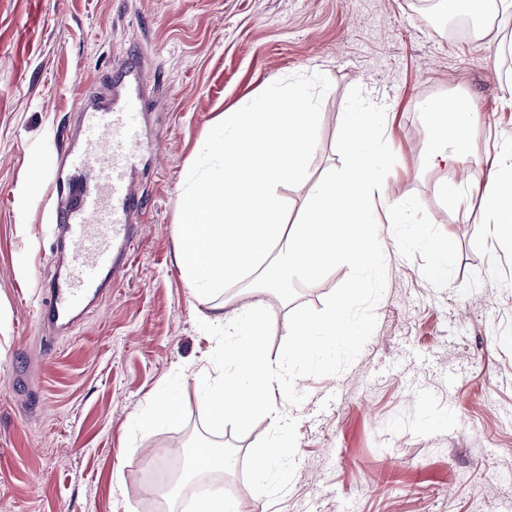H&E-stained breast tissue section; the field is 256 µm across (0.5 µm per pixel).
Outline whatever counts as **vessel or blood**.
Here are the masks:
<instances>
[{
    "mask_svg": "<svg viewBox=\"0 0 512 512\" xmlns=\"http://www.w3.org/2000/svg\"><path fill=\"white\" fill-rule=\"evenodd\" d=\"M146 84L140 62H129L107 100L87 96L67 137L50 211L53 270L35 310L55 335L71 334L128 269L141 213L138 175L153 150L141 128Z\"/></svg>",
    "mask_w": 512,
    "mask_h": 512,
    "instance_id": "b4317fda",
    "label": "vessel or blood"
}]
</instances>
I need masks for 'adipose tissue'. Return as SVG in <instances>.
Returning <instances> with one entry per match:
<instances>
[{"label":"adipose tissue","mask_w":512,"mask_h":512,"mask_svg":"<svg viewBox=\"0 0 512 512\" xmlns=\"http://www.w3.org/2000/svg\"><path fill=\"white\" fill-rule=\"evenodd\" d=\"M428 116L426 129L430 136L423 156L426 166L462 167L469 165V155L461 145L476 127L478 114L467 99L451 94L440 102L425 105ZM457 143V150H449V143ZM512 166V152L494 157L489 171L473 170L470 186L476 190L485 209L492 215L501 235L512 238V204L504 202L499 184V169Z\"/></svg>","instance_id":"adipose-tissue-1"}]
</instances>
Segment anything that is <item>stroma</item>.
<instances>
[{
    "mask_svg": "<svg viewBox=\"0 0 512 512\" xmlns=\"http://www.w3.org/2000/svg\"><path fill=\"white\" fill-rule=\"evenodd\" d=\"M444 0H0V512H156L188 428L203 424L195 377L216 342L211 307L249 302L239 283L212 298L189 288L175 257L181 197L212 127L271 83L321 72L310 180L341 167L336 140L352 87L386 109L396 157L391 193L417 196L458 247L450 283L433 287L422 257L383 241L386 290L376 327L339 375L301 377L297 464L276 501L254 493L235 449L226 498L246 512H512V239L477 196L449 205L458 169L422 165V107L468 96L481 120L465 148L485 165L512 144V16L449 32ZM155 79L144 132L157 147L140 185L145 208L128 275L71 335L34 318L51 266L50 181L80 97L131 55ZM340 266L272 301L271 359L294 306L322 309ZM171 394L173 419L152 402Z\"/></svg>",
    "mask_w": 512,
    "mask_h": 512,
    "instance_id": "35a3bbf8",
    "label": "stroma"
}]
</instances>
